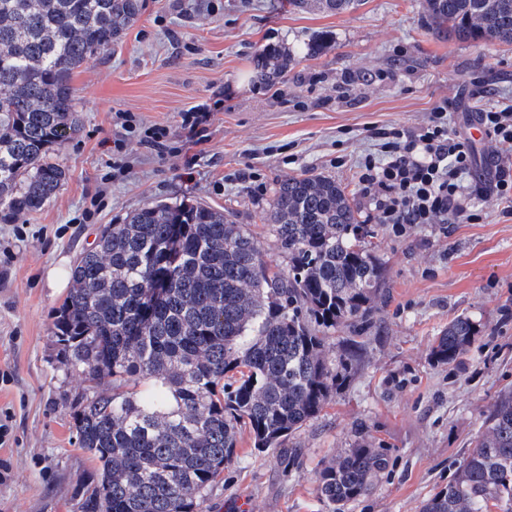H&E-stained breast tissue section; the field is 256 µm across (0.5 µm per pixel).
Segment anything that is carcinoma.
Returning <instances> with one entry per match:
<instances>
[{
	"label": "carcinoma",
	"instance_id": "obj_1",
	"mask_svg": "<svg viewBox=\"0 0 512 512\" xmlns=\"http://www.w3.org/2000/svg\"><path fill=\"white\" fill-rule=\"evenodd\" d=\"M343 12L359 0H294ZM433 33L512 44V0H425ZM141 0H0V219L44 207L65 170L51 152L78 131L71 80L137 21ZM286 50L264 53L262 79L283 76ZM271 228L286 267L268 261L246 224L203 204L147 203L106 224L79 253L51 333L61 364L90 382L74 415L99 463L80 512H205L243 435L263 453L318 417L363 342L331 360L330 335L375 311L383 269L374 232L346 188L303 173L281 181ZM476 327L459 316L431 358L455 364ZM448 488L422 512H512V391ZM386 466L359 445L318 474L330 512L365 495Z\"/></svg>",
	"mask_w": 512,
	"mask_h": 512
}]
</instances>
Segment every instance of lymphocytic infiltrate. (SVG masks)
<instances>
[{"label":"lymphocytic infiltrate","mask_w":512,"mask_h":512,"mask_svg":"<svg viewBox=\"0 0 512 512\" xmlns=\"http://www.w3.org/2000/svg\"><path fill=\"white\" fill-rule=\"evenodd\" d=\"M458 102L436 104L418 129L370 126L376 152L358 163L357 185L369 202L368 219L395 232L416 224H468L472 188L466 178L474 164L469 141L452 137L448 115ZM490 142L512 146V105L488 104L475 113Z\"/></svg>","instance_id":"obj_1"}]
</instances>
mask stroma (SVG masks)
Returning <instances> with one entry per match:
<instances>
[{
  "mask_svg": "<svg viewBox=\"0 0 512 512\" xmlns=\"http://www.w3.org/2000/svg\"><path fill=\"white\" fill-rule=\"evenodd\" d=\"M288 48L285 78L259 82L258 54ZM512 104V44L434 35L423 0H361L341 14L291 0H143L110 53L75 73L79 129L55 159L67 180L41 210L0 221V512H79L98 465L79 445L71 404L87 383L64 370L50 327L78 254L100 229L149 202L203 203L249 225L267 258L282 257L267 215L278 183L304 171L335 178L358 214L355 163L371 125L421 126L467 84ZM210 104L203 140L185 141L181 114ZM131 115L122 173L112 169L116 113ZM169 131L170 153L140 139ZM194 157L192 182L184 162ZM347 165L336 166V157ZM472 224L377 225L386 289L363 331L366 353L321 415L288 442L298 457L253 451L209 493L206 512H329L318 471L356 442L387 458L369 493L345 512H421L512 389V216L473 197ZM478 334L461 364L431 347L455 317Z\"/></svg>",
  "mask_w": 512,
  "mask_h": 512,
  "instance_id": "35a3bbf8",
  "label": "stroma"
}]
</instances>
